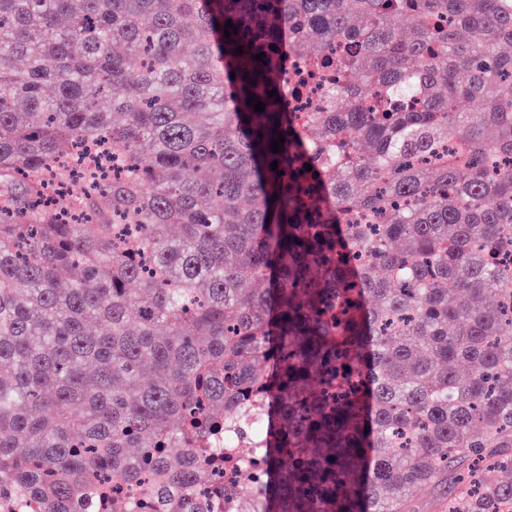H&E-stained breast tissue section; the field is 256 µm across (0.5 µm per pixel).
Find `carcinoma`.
<instances>
[{"label": "carcinoma", "mask_w": 512, "mask_h": 512, "mask_svg": "<svg viewBox=\"0 0 512 512\" xmlns=\"http://www.w3.org/2000/svg\"><path fill=\"white\" fill-rule=\"evenodd\" d=\"M258 443L233 512H512V0H0V488L195 512ZM286 92L291 112H302L310 98H307L304 94L301 65L297 60L288 61ZM454 474L448 472L442 484H426L413 488L409 497L415 512H447L448 499L445 498L443 487L453 480Z\"/></svg>", "instance_id": "obj_1"}]
</instances>
